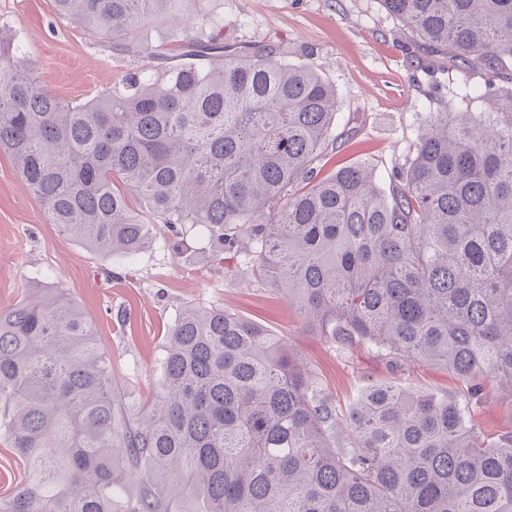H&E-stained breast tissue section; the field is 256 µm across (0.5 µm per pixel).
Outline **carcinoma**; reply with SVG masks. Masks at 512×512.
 Instances as JSON below:
<instances>
[{
    "label": "carcinoma",
    "instance_id": "obj_1",
    "mask_svg": "<svg viewBox=\"0 0 512 512\" xmlns=\"http://www.w3.org/2000/svg\"><path fill=\"white\" fill-rule=\"evenodd\" d=\"M201 0H53L56 15L146 64L62 101L0 36V152L50 223L104 258L153 225L203 224L334 342L391 367L447 368L512 398V0H383L432 55L483 84L430 115L388 191L366 164L317 170L336 88L273 45L224 41ZM179 22L153 44L140 30ZM482 102L477 112L472 103ZM156 399L132 418L93 320L61 288L0 311V433L25 479L0 512H512V431L391 382L348 414L283 337L218 306L172 325ZM138 489L118 498L127 471Z\"/></svg>",
    "mask_w": 512,
    "mask_h": 512
}]
</instances>
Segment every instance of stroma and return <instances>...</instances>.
I'll return each instance as SVG.
<instances>
[{
    "mask_svg": "<svg viewBox=\"0 0 512 512\" xmlns=\"http://www.w3.org/2000/svg\"><path fill=\"white\" fill-rule=\"evenodd\" d=\"M224 22L230 43L270 44L289 61L310 65L337 91L336 146L324 171L370 163L381 187L416 153L431 113L448 109L435 81L461 90L459 79L427 74L429 57L415 33L382 0H205ZM0 30L19 43L45 88L70 103L104 94L134 65L58 18L53 0H0ZM197 225L177 237L155 224L153 240L128 258L105 259L49 222L7 154L0 153V310L38 286L64 288L93 321L124 401L139 406L160 391L161 360L170 327L188 305L221 306L285 338L315 386L346 414L358 394L378 382L455 397L483 438L512 429V407L493 381L479 399L434 363L389 370L376 350L341 346L311 331L299 308L244 270L232 251L209 253Z\"/></svg>",
    "mask_w": 512,
    "mask_h": 512,
    "instance_id": "35a3bbf8",
    "label": "stroma"
}]
</instances>
